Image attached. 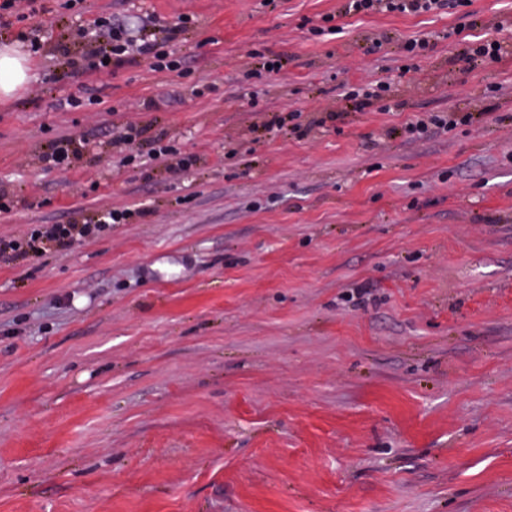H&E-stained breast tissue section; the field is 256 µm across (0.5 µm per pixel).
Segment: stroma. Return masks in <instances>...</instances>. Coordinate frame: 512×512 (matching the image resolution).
<instances>
[{"label": "stroma", "instance_id": "35a3bbf8", "mask_svg": "<svg viewBox=\"0 0 512 512\" xmlns=\"http://www.w3.org/2000/svg\"><path fill=\"white\" fill-rule=\"evenodd\" d=\"M341 5L87 0L85 26L192 22L177 71L76 79L61 0L27 21L42 48L0 101V236L132 216L0 259V512H512V0L469 7L501 62L443 42L406 73L402 40L467 18L309 34ZM268 52L287 69L248 77ZM383 77L402 109L346 112V87ZM458 107L480 121L394 134ZM290 111L307 136L264 130ZM126 124L194 165H121ZM63 135L83 157L43 168Z\"/></svg>", "mask_w": 512, "mask_h": 512}]
</instances>
